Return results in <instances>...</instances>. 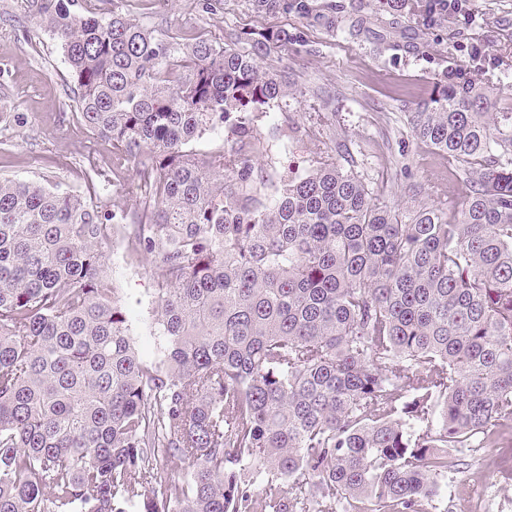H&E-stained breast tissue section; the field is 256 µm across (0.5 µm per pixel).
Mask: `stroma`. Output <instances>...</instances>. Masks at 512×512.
I'll list each match as a JSON object with an SVG mask.
<instances>
[{"mask_svg": "<svg viewBox=\"0 0 512 512\" xmlns=\"http://www.w3.org/2000/svg\"><path fill=\"white\" fill-rule=\"evenodd\" d=\"M123 13L182 44L197 36L226 38L242 28H304L311 52L289 46L272 54L271 65L287 71L293 93L274 122L261 126L274 160L306 161L328 152L353 170L384 205L411 216L428 203L455 215L465 181L447 159L417 140L408 114L426 97L435 73L448 65L492 79L493 111L512 112V0H471L468 18H449L420 31L406 11L382 13L371 33L352 38L328 34L309 20L280 13L260 14L251 0H223L217 14L200 12L196 0H118ZM485 52L470 58L472 45ZM0 177L36 179L52 189L85 195L88 156L112 167V144L91 136L68 107V68L51 33L37 26L29 0H0ZM315 125L312 138H287L289 128ZM409 166L420 192L408 191L400 174ZM112 275L139 347H146L152 322V259L130 263L125 247L110 249ZM448 493L428 512H477L492 499L499 512H512V434L485 448L448 451Z\"/></svg>", "mask_w": 512, "mask_h": 512, "instance_id": "35a3bbf8", "label": "stroma"}]
</instances>
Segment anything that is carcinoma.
Here are the masks:
<instances>
[{
    "instance_id": "cac0c4a2",
    "label": "carcinoma",
    "mask_w": 512,
    "mask_h": 512,
    "mask_svg": "<svg viewBox=\"0 0 512 512\" xmlns=\"http://www.w3.org/2000/svg\"><path fill=\"white\" fill-rule=\"evenodd\" d=\"M406 6L425 30L448 16L373 10ZM32 7L77 118L144 190L129 212L0 179V512H428L446 449L512 430V112L435 74L411 129L469 188L459 214L405 223L329 153L270 183L260 125L290 91L267 59L304 29L183 47L114 9ZM252 8L367 24L336 0ZM118 240L153 259L155 359L109 271Z\"/></svg>"
}]
</instances>
